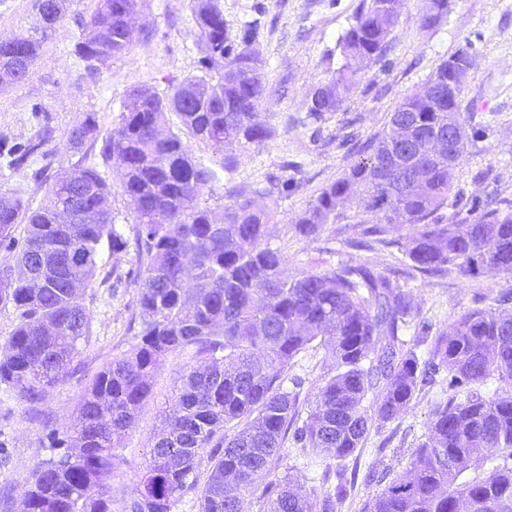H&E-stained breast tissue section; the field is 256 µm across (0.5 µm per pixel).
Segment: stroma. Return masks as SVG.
Segmentation results:
<instances>
[{"instance_id":"1","label":"stroma","mask_w":512,"mask_h":512,"mask_svg":"<svg viewBox=\"0 0 512 512\" xmlns=\"http://www.w3.org/2000/svg\"><path fill=\"white\" fill-rule=\"evenodd\" d=\"M362 0H223L224 19L231 34L256 23L252 43L265 62L268 93L260 107L276 126L274 138L250 147L234 171L224 170L220 157L207 147L195 148L198 162L212 168L215 181L199 199L200 206L222 212L230 202L227 188L263 187L269 175L290 179L287 196L274 204L268 241L287 257L289 273L308 269L317 258L334 265L351 260L393 266L404 255L413 234L410 226L393 232L391 248L352 250L340 244L337 225H327L318 238L297 236L292 220L306 209L321 188L334 182L357 158L353 139H367L380 131L394 106L419 90L438 63L458 49H468L473 69L461 98L474 139L456 180L463 203L487 205L512 201V0H449L447 16L429 30L421 29L418 0H403L399 25L385 59L365 63L361 80L342 111L321 124L306 118L310 92L327 81L341 63L337 47ZM97 0H68L66 17L49 33L30 77L0 91V133L17 143L38 136L51 125L54 138L47 145L52 165L41 156L13 169L0 156V195L18 196L38 209L48 201L44 187L32 179L36 169L55 177L77 163L95 164L112 189V215L127 246L104 254L84 302L90 311L89 334L80 342L77 357L61 382L46 390L41 400L27 402L0 387V512H18L17 501L35 465L55 455L53 439L63 435L85 389L112 360L131 351L139 338L136 318L140 291L132 273L138 266L134 244V217L111 165L99 149H73L68 132L85 114H93L101 135L118 126L129 90L148 86L165 92L198 71L200 53L190 0H148L143 23L146 36L113 57L109 68L95 77L83 74L74 54L79 22L89 17ZM507 284L501 275L459 272L429 280L408 281L404 290L421 316L436 330L448 329L467 310L491 305ZM192 353L169 358L155 376L153 392L135 427L128 432L112 479V512H122L148 459L152 438L162 424L181 376L194 364ZM332 361L323 349L310 348L292 362L288 373L305 378L299 397L301 414H308L314 394ZM442 384L424 387L401 419L371 428L358 459V477L338 512H361L364 503L385 484L405 472L412 452L427 431L432 407L447 401ZM336 459L311 457L304 449L286 446L272 465L273 475L290 474L304 492L322 493L324 470L336 468Z\"/></svg>"}]
</instances>
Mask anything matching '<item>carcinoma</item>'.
<instances>
[{
    "instance_id": "cac0c4a2",
    "label": "carcinoma",
    "mask_w": 512,
    "mask_h": 512,
    "mask_svg": "<svg viewBox=\"0 0 512 512\" xmlns=\"http://www.w3.org/2000/svg\"><path fill=\"white\" fill-rule=\"evenodd\" d=\"M146 0H98L82 22L74 52L96 75L143 35L128 24ZM388 0H366L339 39L343 63L309 95L307 118L317 124L344 107L360 82L359 58L380 59L391 48L399 16ZM31 30L0 37V89L23 80L19 69L38 56L48 32L66 15L65 0H35ZM199 73L160 94L137 86L123 104L120 123L103 140L102 159L112 165L135 216L140 284L139 342L103 367L82 396L67 426V451L39 462L26 483L20 512H112L111 482L118 449L172 355L190 350L186 369L163 416L160 433L131 493L130 512H173L195 492L199 512H242L245 497L259 494L263 512H336L345 500L347 468L321 496L302 493L271 465L287 441L343 462L364 446L372 425L404 416L424 386L444 374L453 395L433 407L424 439L408 468L364 504L362 512H512V289L494 304L462 313L437 332L427 355L407 345L403 333L423 335L432 324L399 277L473 275L487 270L512 278V205L471 208L444 224L456 173L470 137L461 94L448 97V64H470L462 49L442 61L416 92L396 104L383 128L366 139L355 163L294 218L295 231L316 238L343 210L377 218L361 225L350 248L396 246L388 235L400 226L414 234L401 270L340 261L327 270L288 275L286 257L267 241L273 218L259 199L288 192L271 176L259 191L229 192L222 214L199 206L215 172L196 161L193 144L222 156L226 169L240 152L261 146L275 127L259 119L266 96L264 62L250 48L256 28L229 35L221 0H192ZM448 13V0H421L419 21L430 29ZM180 118L182 131L167 125ZM451 130L447 154L432 155L424 136ZM189 139H183V135ZM99 135L92 116L72 128L78 149ZM50 137L8 145L10 165L26 166ZM111 188L96 167L62 169L49 202L36 210L18 198L0 197V244H15L25 225L15 265L0 272V305L14 307L17 323L0 342V385L29 401L60 382L88 336L91 316L84 291L99 267L103 246L125 242L112 216ZM71 208L76 225L59 221ZM325 350L335 374L317 387L306 419L298 410L304 380L288 377L293 359L313 342ZM498 387L489 394L490 380ZM293 388H288L286 382ZM464 391L459 400L456 393ZM208 457L210 473L196 471ZM489 467L471 481L473 467Z\"/></svg>"
}]
</instances>
